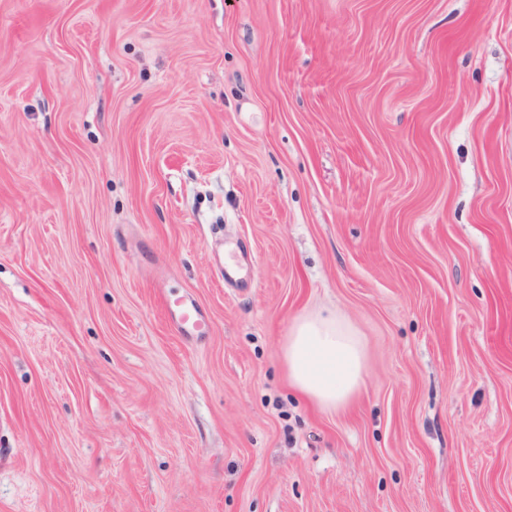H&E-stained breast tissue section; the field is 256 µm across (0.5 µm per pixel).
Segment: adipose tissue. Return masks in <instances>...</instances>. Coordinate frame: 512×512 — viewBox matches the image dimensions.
<instances>
[{"instance_id":"obj_1","label":"adipose tissue","mask_w":512,"mask_h":512,"mask_svg":"<svg viewBox=\"0 0 512 512\" xmlns=\"http://www.w3.org/2000/svg\"><path fill=\"white\" fill-rule=\"evenodd\" d=\"M292 386L322 408L346 405L364 374V347L356 332L333 316L297 321L284 347Z\"/></svg>"}]
</instances>
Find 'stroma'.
Wrapping results in <instances>:
<instances>
[{"label":"stroma","mask_w":512,"mask_h":512,"mask_svg":"<svg viewBox=\"0 0 512 512\" xmlns=\"http://www.w3.org/2000/svg\"><path fill=\"white\" fill-rule=\"evenodd\" d=\"M0 512H512V0H0ZM165 309L177 328L183 332H201L203 321L192 302L173 300L165 302ZM292 386L322 408L346 405L364 374V347L356 332L336 316L297 321L284 347Z\"/></svg>","instance_id":"stroma-1"}]
</instances>
